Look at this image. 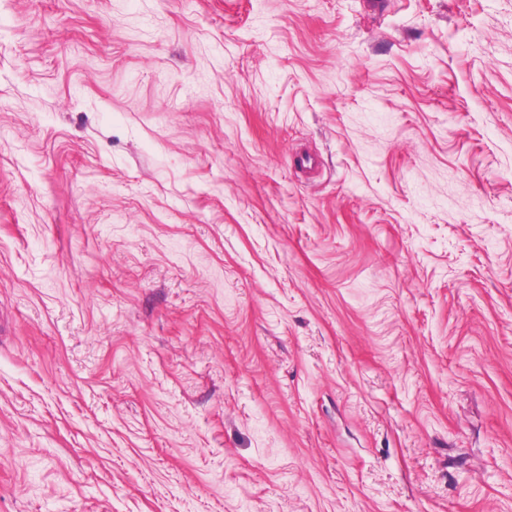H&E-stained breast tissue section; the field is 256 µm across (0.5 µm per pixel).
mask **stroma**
Segmentation results:
<instances>
[{
	"label": "stroma",
	"mask_w": 512,
	"mask_h": 512,
	"mask_svg": "<svg viewBox=\"0 0 512 512\" xmlns=\"http://www.w3.org/2000/svg\"><path fill=\"white\" fill-rule=\"evenodd\" d=\"M0 512H512V0H0Z\"/></svg>",
	"instance_id": "1"
}]
</instances>
